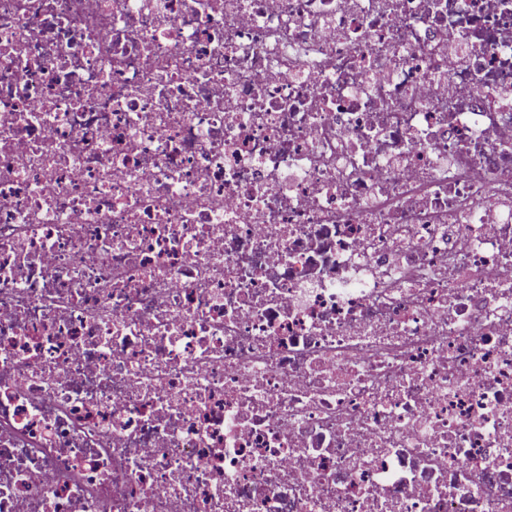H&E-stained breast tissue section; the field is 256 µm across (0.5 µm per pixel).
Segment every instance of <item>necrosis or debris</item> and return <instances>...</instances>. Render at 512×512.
Here are the masks:
<instances>
[{
  "instance_id": "necrosis-or-debris-1",
  "label": "necrosis or debris",
  "mask_w": 512,
  "mask_h": 512,
  "mask_svg": "<svg viewBox=\"0 0 512 512\" xmlns=\"http://www.w3.org/2000/svg\"><path fill=\"white\" fill-rule=\"evenodd\" d=\"M0 512H512V0H0Z\"/></svg>"
}]
</instances>
